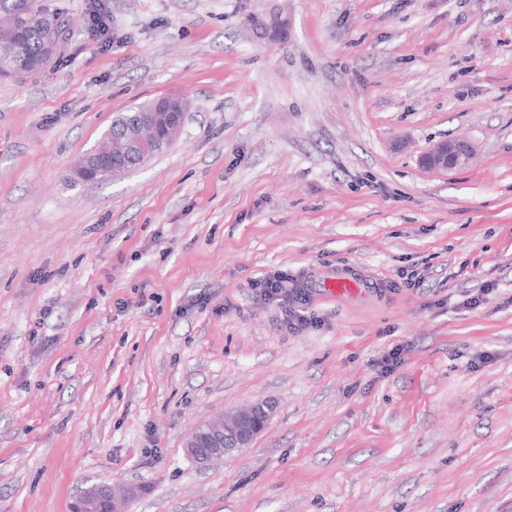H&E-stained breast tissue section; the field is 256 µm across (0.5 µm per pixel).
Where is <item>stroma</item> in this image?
Listing matches in <instances>:
<instances>
[{
	"instance_id": "stroma-1",
	"label": "stroma",
	"mask_w": 512,
	"mask_h": 512,
	"mask_svg": "<svg viewBox=\"0 0 512 512\" xmlns=\"http://www.w3.org/2000/svg\"><path fill=\"white\" fill-rule=\"evenodd\" d=\"M42 5L55 63L0 77V512H512V0H110L106 45ZM163 95L172 146L70 184ZM459 135L469 165H420ZM278 269L376 287L291 334L253 289ZM261 401L250 447L190 459ZM271 413L267 402H258L241 413L197 425L186 443L188 456L205 466L248 447L264 429ZM92 485V486H97ZM86 488L79 498L78 508L76 512H112V498L108 495L103 497H97L92 492H89V488Z\"/></svg>"
}]
</instances>
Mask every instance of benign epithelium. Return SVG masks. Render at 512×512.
Here are the masks:
<instances>
[{"label": "benign epithelium", "instance_id": "benign-epithelium-1", "mask_svg": "<svg viewBox=\"0 0 512 512\" xmlns=\"http://www.w3.org/2000/svg\"><path fill=\"white\" fill-rule=\"evenodd\" d=\"M255 25L270 36L288 29V21L278 16L268 20L256 19ZM148 150L144 139L130 142L125 149L112 154L109 149H98L87 153L73 170L72 177L78 182L88 181L91 173L109 163L117 162L130 167L141 163ZM473 152L472 143L464 136L438 142L430 151L421 156V163L429 169H454L465 165ZM271 415L266 402H258L248 410L217 421H208L195 427L187 443L188 456L200 465H207L234 451L248 447L264 429Z\"/></svg>", "mask_w": 512, "mask_h": 512}]
</instances>
